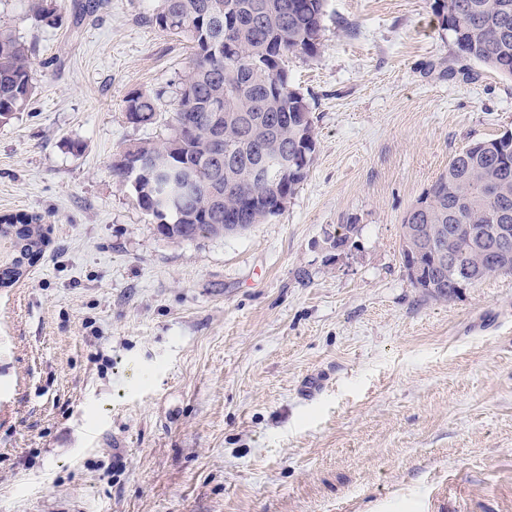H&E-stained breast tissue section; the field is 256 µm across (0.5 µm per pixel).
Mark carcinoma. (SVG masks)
<instances>
[{
	"label": "carcinoma",
	"mask_w": 512,
	"mask_h": 512,
	"mask_svg": "<svg viewBox=\"0 0 512 512\" xmlns=\"http://www.w3.org/2000/svg\"><path fill=\"white\" fill-rule=\"evenodd\" d=\"M220 2L226 0H160L152 24L190 42L193 57L178 80L126 97L125 115L143 127L157 123L160 105L168 103V134L158 143H136L111 162L113 173L131 182L138 208L161 220L158 234L176 242L238 235L282 211L277 199L294 196L307 171H288L270 183L251 177L262 145L280 140L290 152L316 150L314 121H300V113H311L309 104L289 82L285 58L317 53L325 0H264L272 10L266 20L251 11L253 0H231L238 24L228 47L224 12L213 11ZM30 12L39 25L63 23L61 0H31ZM434 13L461 56L512 78V0H435ZM33 89L28 49L0 29V122L25 107ZM216 100L218 118L211 108ZM244 113L250 123L242 133ZM254 195L268 209L262 220L247 201ZM418 203L423 208L411 207L402 220L401 257L407 273L415 264L424 268L425 279L410 281L423 295H457L450 252L470 267L471 286L512 274V261L501 263L495 252L500 246L512 252V138L476 141L456 153ZM39 221L0 219L1 288L17 283L25 265L40 257L46 240ZM494 224L507 225V238L487 232Z\"/></svg>",
	"instance_id": "carcinoma-1"
}]
</instances>
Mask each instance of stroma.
<instances>
[{
  "mask_svg": "<svg viewBox=\"0 0 512 512\" xmlns=\"http://www.w3.org/2000/svg\"><path fill=\"white\" fill-rule=\"evenodd\" d=\"M89 2L51 28L0 0L34 74L0 122V217L46 236L0 288V512H512V275L435 301L401 260L449 158L512 132V80L459 57L433 0H326L318 53L286 62L305 181L174 242L110 163L164 138L123 100L192 50L159 0Z\"/></svg>",
  "mask_w": 512,
  "mask_h": 512,
  "instance_id": "35a3bbf8",
  "label": "stroma"
}]
</instances>
